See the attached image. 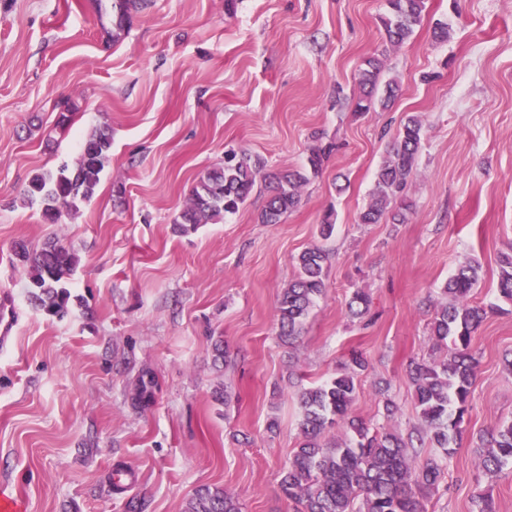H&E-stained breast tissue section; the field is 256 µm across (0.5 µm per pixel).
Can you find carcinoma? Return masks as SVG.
Instances as JSON below:
<instances>
[{
	"label": "carcinoma",
	"mask_w": 512,
	"mask_h": 512,
	"mask_svg": "<svg viewBox=\"0 0 512 512\" xmlns=\"http://www.w3.org/2000/svg\"><path fill=\"white\" fill-rule=\"evenodd\" d=\"M388 13L381 18L387 41L400 45L421 23L425 0H387ZM142 8L141 0H112V41L125 32L132 14ZM380 60H364L358 73L361 94L353 112L362 115L380 106L388 108L398 91L392 79L383 94L376 96ZM424 135L422 120L409 116L380 166L371 199L360 213L362 224L388 221L403 224L411 210L406 190L412 180L416 158ZM307 169L317 175L335 150V144L312 135ZM112 137L109 131L91 132L82 142L75 168L66 166L31 177L24 192L25 201L41 207L43 217L57 224L89 202L109 161ZM264 161L229 150L224 161L202 175L191 191L187 204L173 224L186 232L199 224H211L244 204L255 186L268 193L260 215L263 224H277L282 215L301 201V189L308 182L299 170L263 173ZM19 262L28 268L32 298L48 313L62 317L68 311L70 293L66 281L79 263L78 256L60 240L47 242L31 252L21 245L15 251ZM328 252L314 246L296 258L298 275L281 292L276 307L279 337L286 345L301 335L306 319L318 296L325 291ZM481 265L471 259L448 279L431 322V336L445 349L441 358L410 362L408 379L422 430L416 437L382 430L356 416L352 407L358 396L359 374L367 368L366 359L353 352L336 375L329 380L299 390L302 409L301 440L293 450L281 479V491L300 507V512H426L427 490L440 482L443 468L434 457L414 464L409 449L418 446L439 448L446 457L460 447L469 410V398L478 376V359L471 353L472 337L488 312L500 309L472 302L480 280ZM498 299L512 303V251L500 256ZM370 298L353 291L349 302L352 316L368 313ZM152 377L139 376L135 400L147 405L152 392ZM343 437L326 439L332 429ZM479 461L489 473L512 464V419L502 421L479 435ZM184 512H241L238 500L221 487L202 486L187 500Z\"/></svg>",
	"instance_id": "obj_1"
}]
</instances>
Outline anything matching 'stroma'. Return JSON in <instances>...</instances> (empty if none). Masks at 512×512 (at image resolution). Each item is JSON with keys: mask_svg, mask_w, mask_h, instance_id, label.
I'll list each match as a JSON object with an SVG mask.
<instances>
[{"mask_svg": "<svg viewBox=\"0 0 512 512\" xmlns=\"http://www.w3.org/2000/svg\"><path fill=\"white\" fill-rule=\"evenodd\" d=\"M386 11V0H236L231 13L224 0H145L107 46L112 18L98 0H0V298L17 316L0 348V489L26 512H183L203 485L242 512H296L280 491L300 440L296 393L333 377L352 349L369 363L354 414L404 436L417 426L406 369L440 355L430 324L445 282L477 259L472 299L495 302L512 245V0H425L399 46L385 39ZM370 56L400 92L392 109L359 116L351 101ZM64 100L76 114L62 128ZM409 115L425 135L408 220L360 223ZM102 126L112 149L93 198L48 223L23 201L29 179L75 166ZM316 133L338 149L280 223H260L256 190L224 220L174 232L225 150L301 168ZM54 238L79 258L62 319L32 301L14 255ZM316 245L330 253L326 290L287 346L275 308ZM356 288L371 300L364 323L347 309ZM219 339L229 361L214 358ZM472 349L463 440L427 512H475L482 492L512 512V467L484 474L476 450L480 433L512 419V305L488 315ZM145 371L153 398L141 407Z\"/></svg>", "mask_w": 512, "mask_h": 512, "instance_id": "1", "label": "stroma"}]
</instances>
